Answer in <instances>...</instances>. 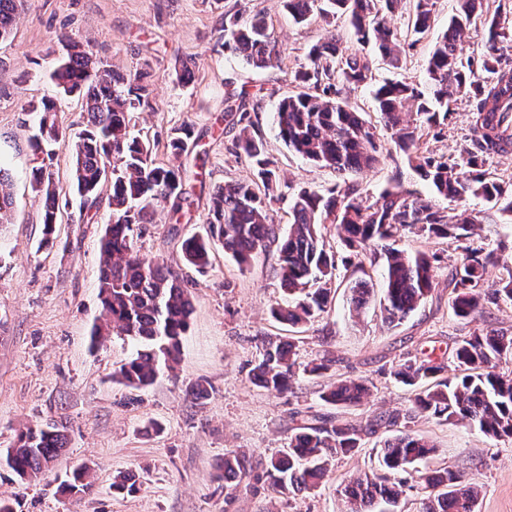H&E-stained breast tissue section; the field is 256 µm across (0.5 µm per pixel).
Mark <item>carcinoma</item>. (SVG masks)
Segmentation results:
<instances>
[{
    "instance_id": "carcinoma-1",
    "label": "carcinoma",
    "mask_w": 512,
    "mask_h": 512,
    "mask_svg": "<svg viewBox=\"0 0 512 512\" xmlns=\"http://www.w3.org/2000/svg\"><path fill=\"white\" fill-rule=\"evenodd\" d=\"M402 0H286L298 23L315 14L341 13L348 17L357 42H374L380 54L399 64L398 34L390 16ZM437 0H414L411 29L426 35L435 17ZM20 0H0V38L13 31ZM481 22L486 47L476 60L463 50L464 35ZM512 48V20L501 10L483 9L482 0H458L447 30L437 39L427 61L425 83L386 81L373 92L374 107L385 127L395 131L396 144L409 165L429 182L434 193L446 200L480 198L512 217V179L505 181L483 170L486 158L512 147V125H501L496 114H512V67L504 60ZM224 50L256 69L276 65L281 46L265 13L243 6L224 14ZM121 74L82 45L69 42L67 51L51 75L57 95L31 101L25 109L35 118L36 132L28 139L32 154L31 187L43 202L46 246L55 244L58 210L57 185L52 171V151L63 146L73 164V187L80 196L79 212L100 208L101 188L109 187L108 222L100 241L101 266L98 295L102 310L91 329V342L117 334L129 338L134 351L115 370L125 386L143 389L154 383L160 370L174 369L193 310L182 267L176 268L133 250L134 225L153 223L157 208L173 214L183 210L187 191L180 169L153 158L150 143L130 134L134 112L149 105L147 70ZM297 91L284 97L275 112L279 135L288 149L312 163L342 175L373 167L381 146L376 132L362 113L350 106L345 91L373 80L372 61L360 51L343 45L330 31L313 44L307 64L294 77ZM81 98L86 125L72 141L57 100L60 96ZM459 98L469 101L471 147L458 158L436 157L423 150L422 138L448 119ZM224 114L239 127L232 152L249 159L256 179L231 181L210 193L205 223L206 237L192 236L181 244L183 267L198 270L210 264V241L216 240L238 263L246 264L263 252L267 243L281 240L277 267L280 286L291 301L271 308L278 322L298 326L326 311L328 283L336 270L335 254L324 248V231L331 226L349 251V257L380 261L384 271L381 311L388 323L401 321L414 312L435 288L438 256L418 251L406 253L396 247L397 234L407 232L428 241L448 240L461 252V265L448 278L450 301L456 316L466 319L486 302H512V270L492 293L484 289L486 268L494 253L466 244L471 225L479 223L471 213L448 215L432 201L396 184L373 200L359 197L354 185L336 186L324 193L301 189L291 197L287 235L269 222L268 206L282 196L283 182L263 141L252 131L248 112L224 98ZM190 130L182 128L167 143L170 153L181 157L187 151ZM11 178L0 165V224L11 221ZM372 288L365 280L352 288V307L359 311L371 301ZM457 374L444 375L446 366L431 358L405 360L392 371L405 384H430L403 415H380L361 427L325 423L298 427L288 437V448L268 460L259 472L238 452L224 455L225 497L231 501L242 489L265 483L279 496L315 490L328 476L330 459L362 451L363 434L381 424H397L427 415L440 422L455 420L479 429L492 438L512 439V374L499 371L512 361V336L493 329L463 337L455 351ZM298 363L292 345L281 343L267 349L254 366L250 380L271 393L290 388ZM366 387L354 380H338L321 398L333 405H360ZM67 425L51 420L37 429L19 433L9 448L0 451V467L22 481L48 469L67 447ZM435 452L429 441L402 431L384 441L377 451L379 470L351 477L342 488L346 512H401L400 500L407 481L399 472L414 471L422 495L417 512H474L478 486L447 467L417 468ZM92 488L88 471L76 470L59 483L57 492L70 494Z\"/></svg>"
}]
</instances>
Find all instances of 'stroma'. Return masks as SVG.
Listing matches in <instances>:
<instances>
[{
  "instance_id": "1",
  "label": "stroma",
  "mask_w": 512,
  "mask_h": 512,
  "mask_svg": "<svg viewBox=\"0 0 512 512\" xmlns=\"http://www.w3.org/2000/svg\"><path fill=\"white\" fill-rule=\"evenodd\" d=\"M235 0H23L12 35L0 39V163L14 182L13 221L0 224V450L22 430L46 420L66 422L68 446L38 479L19 484L0 469V498L18 501L17 512H343L344 481L358 471L376 469L373 450L397 434L381 425L365 434L364 449L333 461L325 482L311 492L275 497L266 485L224 501L220 464L226 453L244 452L252 465L267 462L288 445L300 426L325 421L366 425L382 414L405 413L417 387L398 383L391 374L410 356H432L453 364L462 336L495 329L512 335V304L487 303L468 319L448 306V279L459 256L447 242H423L404 233L397 239L407 252L426 249L439 256L436 286L402 322L386 323L380 311L384 295L381 264L337 265L330 282L327 312L296 327L277 323L270 310L285 295L274 273L278 243L241 266L222 246H215L210 265L192 272L193 301L189 328L175 370L162 371L144 390L114 380L113 373L133 350L113 335L91 346L89 331L101 313L97 278L99 240L107 208L80 217L79 200L70 197L55 226L56 244L42 243L40 203L30 184L32 127L23 123L28 100L52 94L48 76L64 50L60 35L89 45L98 57L121 73L150 61L153 96L136 115L134 132L149 139L156 162L168 164L170 133L190 126L197 149L207 151L204 165L193 155L180 164L188 201L180 217L158 211L154 223L134 235L140 254L176 265L182 239L206 231L209 195L228 180L248 181L254 170L229 146L235 129L224 122V97L246 90V108L262 138L267 156L290 192L328 190L343 183L375 197L395 183L434 198L448 214L471 210L479 215L472 240L500 260L489 266L487 284L512 272V217L479 198L449 201L433 197L427 181L409 166L376 112L370 87L349 92L350 104L376 128L384 150L374 168L341 176L291 152L278 135L274 113L280 97L295 89L294 75L307 62L309 47L334 24L349 49H362L373 62L375 83L412 77L424 80L429 53L447 28L456 0H438L433 29L422 38L407 32V13L393 25L400 35L401 63L392 66L374 45L350 39L343 16L317 15L295 23L285 0H253L263 10L281 44L282 63L253 69L224 50L225 12ZM194 65L186 85L172 76L173 58ZM466 100H458L447 125L432 131L427 147L435 155L459 156L470 144ZM369 282L371 303L350 314L351 287ZM289 341L297 362L330 360L319 376L297 374L290 390L270 393L252 384L249 372L266 344ZM204 379L207 398L195 401L188 387ZM336 379L356 380L370 389L361 405L339 407L321 399ZM409 429L438 447V462L447 464L481 489L476 512H512V440L494 439L461 422H439L424 416ZM90 467L93 486L79 494H57L59 483L74 469ZM138 475L133 494L112 490L120 473Z\"/></svg>"
}]
</instances>
